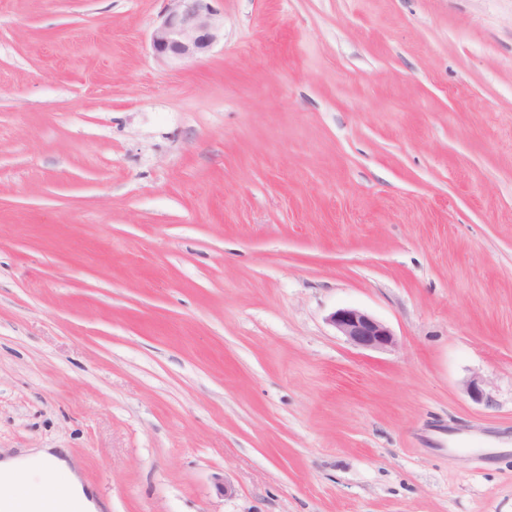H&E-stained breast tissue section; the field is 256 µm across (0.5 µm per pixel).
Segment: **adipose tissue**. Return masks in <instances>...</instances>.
I'll return each instance as SVG.
<instances>
[{
    "mask_svg": "<svg viewBox=\"0 0 512 512\" xmlns=\"http://www.w3.org/2000/svg\"><path fill=\"white\" fill-rule=\"evenodd\" d=\"M57 481L75 512H97L98 505L76 464L62 448H41L23 457L0 459V512H43L51 499L45 488Z\"/></svg>",
    "mask_w": 512,
    "mask_h": 512,
    "instance_id": "obj_1",
    "label": "adipose tissue"
}]
</instances>
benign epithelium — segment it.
I'll return each instance as SVG.
<instances>
[{"mask_svg": "<svg viewBox=\"0 0 512 512\" xmlns=\"http://www.w3.org/2000/svg\"><path fill=\"white\" fill-rule=\"evenodd\" d=\"M213 0H167L166 10L151 33L153 52L174 64H182L210 50L224 38V20ZM336 331L351 344L366 349L388 350L397 346L391 329L357 308H341L329 317Z\"/></svg>", "mask_w": 512, "mask_h": 512, "instance_id": "obj_1", "label": "benign epithelium"}]
</instances>
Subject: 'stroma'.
Listing matches in <instances>:
<instances>
[{"label":"stroma","instance_id":"1","mask_svg":"<svg viewBox=\"0 0 512 512\" xmlns=\"http://www.w3.org/2000/svg\"><path fill=\"white\" fill-rule=\"evenodd\" d=\"M214 6L174 65L165 0H0V450L101 512H512V0ZM166 10L151 33L153 52L182 64L210 50L224 38V20L214 0H165ZM328 321L341 336L357 347L388 350L397 345L395 335L387 325L360 309H338Z\"/></svg>","mask_w":512,"mask_h":512}]
</instances>
